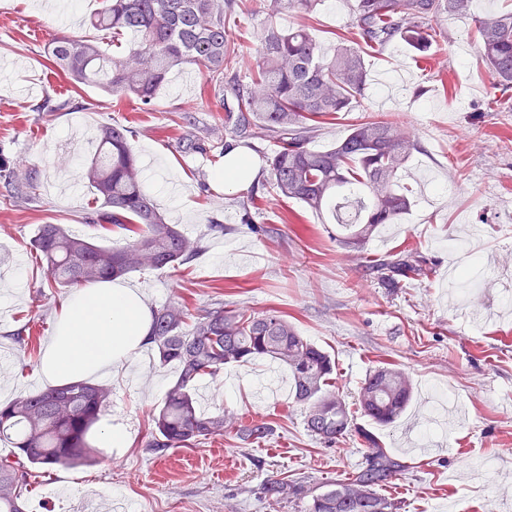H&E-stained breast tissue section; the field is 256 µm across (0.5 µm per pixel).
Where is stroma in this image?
Segmentation results:
<instances>
[{
	"mask_svg": "<svg viewBox=\"0 0 512 512\" xmlns=\"http://www.w3.org/2000/svg\"><path fill=\"white\" fill-rule=\"evenodd\" d=\"M355 0H324L310 21L322 47L350 31ZM101 0H0V155L37 167L38 187L13 199L0 186V402L45 388L38 374L43 348L58 325L69 290L51 287L30 241L38 225L61 224L97 242L124 245L130 234L89 223L94 206L81 172L95 148L84 127L120 124L143 168L144 187L169 223L199 251L178 268L134 272L125 281L150 307L184 304L191 314L223 303L247 311H280L299 334L336 362V386L354 402L366 374L381 362L407 372L414 395L394 424L363 415L355 423L376 435L407 466L380 487L396 512H512V109L477 53L471 17L442 19L426 55L395 41L365 50L369 85L349 112L325 118L310 141L324 150L367 119L408 122L419 149L401 182L415 204L399 223L373 236L363 253L339 242L343 230L294 200L266 190L270 143H244L197 66L174 69L150 106L78 89L47 59L58 36L84 37L111 47L110 34L87 19ZM267 16L263 0H245L228 21L241 55L250 57ZM215 129L223 151L253 162L246 189L225 187L215 173L223 152L185 154L182 135ZM251 224H244V215ZM428 260L418 281L395 283L385 268L402 250ZM25 332L28 345L13 339ZM176 378L154 350L141 351L127 370L108 376L111 403L103 427L118 426L127 447H109L92 434L97 461L53 467L25 491L26 512H295L261 495L267 479L319 487L347 477L365 461L352 441L326 445L304 426L288 370L267 359L228 366L196 387L198 405L240 425L272 423L261 443L235 431L196 448L146 450L151 417ZM465 407L450 432L424 434L432 385ZM492 460L485 476L471 466Z\"/></svg>",
	"mask_w": 512,
	"mask_h": 512,
	"instance_id": "1",
	"label": "stroma"
}]
</instances>
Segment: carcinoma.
<instances>
[{"label": "carcinoma", "mask_w": 512, "mask_h": 512, "mask_svg": "<svg viewBox=\"0 0 512 512\" xmlns=\"http://www.w3.org/2000/svg\"><path fill=\"white\" fill-rule=\"evenodd\" d=\"M270 19L284 11L309 15L321 0H264ZM236 0H103L90 26L119 42L127 33L136 46L107 52L98 42L79 37L55 38L48 60L74 85L96 87L110 96L151 105L172 69L194 64L221 95L233 92V132L251 140L267 139L268 187L273 196L332 216L345 205L355 211L341 244L361 253L379 225L392 224L414 205L412 191L399 185L418 138L398 121L373 119L354 125L348 136L322 151L308 147L317 120L349 112L367 85L362 46L382 47L401 40L419 53L436 36L432 22L468 16L473 0H356L355 27L362 44L339 45L326 53L308 27L288 30L268 23L258 36L249 81L238 78L239 55L225 18ZM479 55L496 86L512 89V10L474 17ZM121 125L98 129L97 147L82 173L98 201L94 224H137L134 236L112 247L70 234L60 224H41L31 241L47 275L58 288H78L111 281L145 269L185 265L198 245L175 224L166 222L142 185V171ZM214 146L207 136L185 135L181 147L199 152ZM0 182L23 195L38 186V170L24 169L0 157ZM392 276L426 275V259L410 250L388 264ZM148 341L161 365L177 366L176 379L152 418L146 447L154 452L192 448L222 437L231 424L224 412L203 413L194 397L200 379L216 377L226 365L269 358L288 367L295 403L305 408L307 431L332 444L346 438L366 448V465L352 475L320 486L268 479L264 497L275 504L291 499L301 512H393V503L376 488L404 470L377 437L358 427L338 388L332 384L336 363L318 345L300 336L280 312L248 314L222 304L190 315L179 304L152 309ZM413 393L409 375L383 364L360 387L357 406L380 426L406 410ZM112 388L77 378L55 388L23 393L0 405V441L14 460H0V512H25L28 480L44 468L78 467L95 461L90 443L94 425L110 403ZM242 440L260 443L272 435L266 421L239 429Z\"/></svg>", "instance_id": "obj_1"}]
</instances>
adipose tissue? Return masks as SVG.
<instances>
[{"label":"adipose tissue","instance_id":"1","mask_svg":"<svg viewBox=\"0 0 512 512\" xmlns=\"http://www.w3.org/2000/svg\"><path fill=\"white\" fill-rule=\"evenodd\" d=\"M150 311L137 289L92 285L65 303L60 328L46 346L40 374L51 383L117 372L148 339Z\"/></svg>","mask_w":512,"mask_h":512}]
</instances>
